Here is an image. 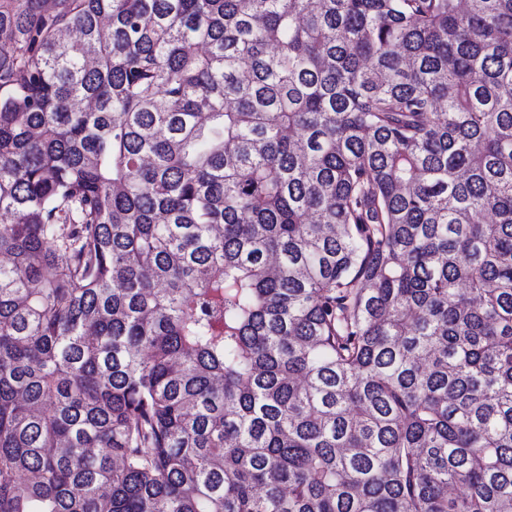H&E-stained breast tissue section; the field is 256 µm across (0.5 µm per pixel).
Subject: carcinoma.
Returning a JSON list of instances; mask_svg holds the SVG:
<instances>
[{"mask_svg": "<svg viewBox=\"0 0 512 512\" xmlns=\"http://www.w3.org/2000/svg\"><path fill=\"white\" fill-rule=\"evenodd\" d=\"M0 512H512V0H0Z\"/></svg>", "mask_w": 512, "mask_h": 512, "instance_id": "1", "label": "carcinoma"}]
</instances>
